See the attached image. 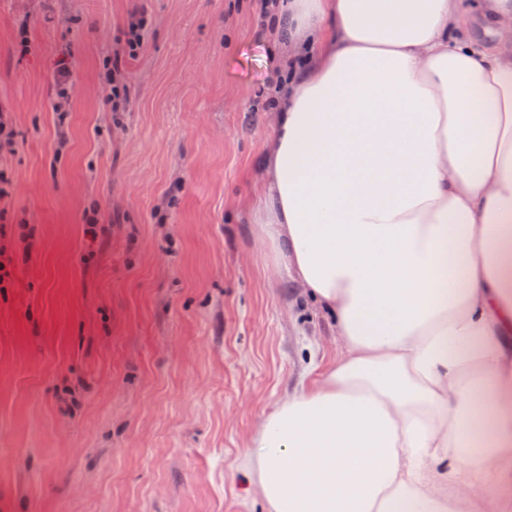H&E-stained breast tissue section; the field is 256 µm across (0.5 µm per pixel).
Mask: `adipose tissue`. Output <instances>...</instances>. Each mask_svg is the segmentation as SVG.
<instances>
[{
    "instance_id": "ef3b65f1",
    "label": "adipose tissue",
    "mask_w": 512,
    "mask_h": 512,
    "mask_svg": "<svg viewBox=\"0 0 512 512\" xmlns=\"http://www.w3.org/2000/svg\"><path fill=\"white\" fill-rule=\"evenodd\" d=\"M268 17L282 83L253 232L340 352L265 416L242 473L267 512H506L512 0Z\"/></svg>"
}]
</instances>
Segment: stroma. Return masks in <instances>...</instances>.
Here are the masks:
<instances>
[{"mask_svg": "<svg viewBox=\"0 0 512 512\" xmlns=\"http://www.w3.org/2000/svg\"><path fill=\"white\" fill-rule=\"evenodd\" d=\"M254 4L0 0V110L19 143L0 154L4 231L35 229L0 288V512H265L241 459L311 378L305 346L324 368L339 347L249 225L273 124L255 100L274 80ZM135 14L149 26L131 59ZM116 54L118 113L99 77ZM71 54L64 53L57 62L54 82L57 88L56 100L53 103L56 111H63L70 100L68 85L71 81Z\"/></svg>", "mask_w": 512, "mask_h": 512, "instance_id": "35a3bbf8", "label": "stroma"}]
</instances>
